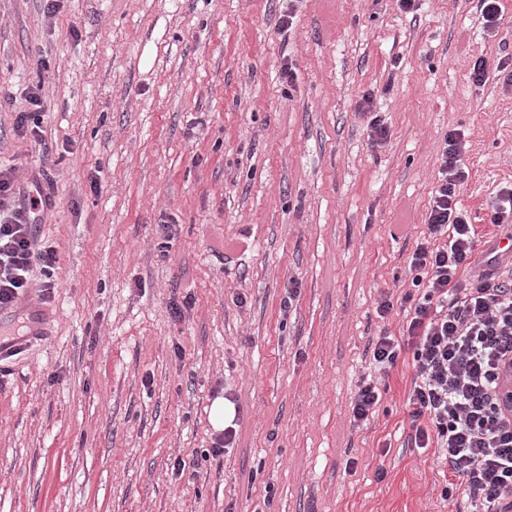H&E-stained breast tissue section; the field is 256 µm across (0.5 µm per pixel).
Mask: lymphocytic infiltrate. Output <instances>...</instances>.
Segmentation results:
<instances>
[{"label":"lymphocytic infiltrate","mask_w":512,"mask_h":512,"mask_svg":"<svg viewBox=\"0 0 512 512\" xmlns=\"http://www.w3.org/2000/svg\"><path fill=\"white\" fill-rule=\"evenodd\" d=\"M465 146L460 130L444 138L432 203L409 258L425 275L423 292L402 337L384 334L372 343L371 373L355 386L351 416L363 425L378 414L382 377L412 349L407 401L415 447L442 449L467 512H512V391L501 383L512 366V278L498 275L495 258L480 256L477 230L458 206ZM19 192L13 171L0 169L1 310L24 299L37 277L44 290L54 286L57 251L35 239L50 199L39 192L18 204Z\"/></svg>","instance_id":"obj_1"}]
</instances>
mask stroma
<instances>
[{
	"instance_id": "35a3bbf8",
	"label": "stroma",
	"mask_w": 512,
	"mask_h": 512,
	"mask_svg": "<svg viewBox=\"0 0 512 512\" xmlns=\"http://www.w3.org/2000/svg\"><path fill=\"white\" fill-rule=\"evenodd\" d=\"M500 6L489 37L478 0H298L286 30V0H0V166L38 175L58 257L44 334L0 368V512H456L411 444L412 350L375 419L350 402L402 334L377 302L413 288L448 131L479 234L512 185V87L470 77L512 63ZM27 101L34 109L31 111L18 112L15 125L19 132L26 134L30 129V133L35 136L39 128L36 113L41 112L42 109L41 97L38 92L33 91L29 94ZM364 104H363V113L364 115L369 116L368 120V128L370 131L369 139L371 141V144L373 147L375 146H381L383 145L388 136H389V129L387 125L384 123V120L379 118V115L377 112H373L372 109V99L371 97L367 96L364 97ZM234 415V406L230 402L224 400V398H218L213 401L210 407V422L215 430L224 429V432L214 438L215 442L212 447L213 454L217 455L222 453L224 448L233 447L236 438V430L228 425L232 422Z\"/></svg>"
}]
</instances>
